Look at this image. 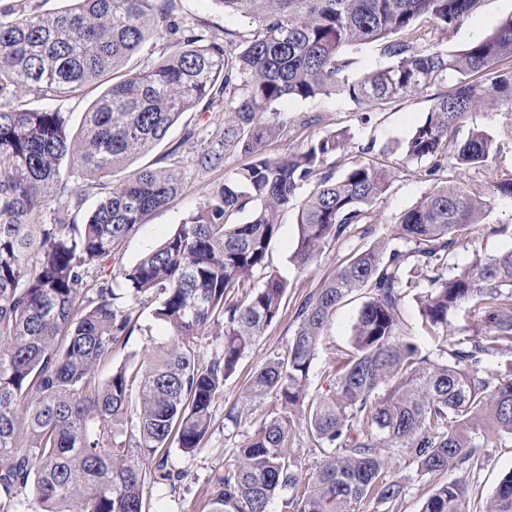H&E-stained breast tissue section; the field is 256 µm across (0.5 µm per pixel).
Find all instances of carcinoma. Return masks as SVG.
Wrapping results in <instances>:
<instances>
[{"label":"carcinoma","instance_id":"cac0c4a2","mask_svg":"<svg viewBox=\"0 0 512 512\" xmlns=\"http://www.w3.org/2000/svg\"><path fill=\"white\" fill-rule=\"evenodd\" d=\"M214 2L256 28L220 36L187 26L175 0H75L50 15L0 20V97L23 92L56 103L112 75L76 137L56 106L0 109V512H148L145 484L183 477L168 468L170 449L192 456L203 448L224 382L280 318L288 283L268 257L281 213L299 202L290 262L300 270L356 226L375 223L373 205L392 173L369 162L336 176L332 158L351 148L344 129L311 133L297 150L269 156L267 142L287 127L320 122L290 125L274 103L339 94L376 109L450 80L403 145L407 158L428 162L429 177L450 158L466 167L489 160L490 132L457 139L469 113L512 112V69L503 66L512 58V16L462 50L431 42L479 0ZM155 34L160 48L148 45ZM374 42L392 63L354 73L346 49ZM144 49L160 52L154 65L130 66ZM199 107L224 115L197 154L198 171L223 167L229 155L248 162L121 279L97 274L183 189L184 173L164 161L199 133L191 128L171 143L158 166L113 176ZM70 155L77 167L64 175ZM73 178L101 189L93 207ZM250 203L247 222H226ZM491 209L479 187L445 180L398 217L407 248L379 241L353 252L299 302L288 346L255 370L242 406L224 415L236 429L261 410L232 467L216 476L214 512H270L286 489L289 512H356L362 500L387 504L404 492L406 478L388 469L385 448L408 450L422 475L465 474L489 437H512V365L485 366L486 355L512 350V249L448 275L450 254ZM423 282L420 334L448 336L449 316L465 305L486 324L482 336H448L441 363L404 330L406 289ZM362 290L350 346L329 366L331 387L314 390L311 364L330 317ZM139 306L151 309L167 341L103 374L114 345L141 330ZM215 325L221 349L205 361L200 338ZM300 448L325 455L306 479ZM467 492L462 477L445 482L422 512H467ZM484 512H512V470Z\"/></svg>","mask_w":512,"mask_h":512}]
</instances>
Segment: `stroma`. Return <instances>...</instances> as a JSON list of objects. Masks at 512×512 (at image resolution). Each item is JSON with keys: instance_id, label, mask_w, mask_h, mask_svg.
I'll use <instances>...</instances> for the list:
<instances>
[{"instance_id": "1", "label": "stroma", "mask_w": 512, "mask_h": 512, "mask_svg": "<svg viewBox=\"0 0 512 512\" xmlns=\"http://www.w3.org/2000/svg\"><path fill=\"white\" fill-rule=\"evenodd\" d=\"M176 5L178 14L185 22L209 32L219 33L226 28L247 32L255 27L251 18L227 14L215 0H176ZM510 16L512 0H480L478 7L462 19L453 31L436 32L434 40L448 50H460L488 36L501 20ZM430 106L431 102L425 95L394 100L377 109L355 104L337 95L277 103L276 109L284 119L291 121L303 115H317L321 118L319 131L349 128L352 148L349 153L337 157V173H344L351 162L361 160L359 146L370 143L374 146L370 160L391 169L392 184L374 205L376 222L370 225L365 236L327 247L304 270L297 269L289 260L297 232V211L291 208L282 213L280 234L272 241L269 250L271 269L288 282L287 301L281 319L246 353L234 374L225 382L223 394L213 404L214 426L204 447L191 457L183 455L178 449H171L170 465L186 471L187 476L172 487H147L145 496L152 512H213V479L232 463L238 450L239 436L249 429L248 424L244 423L239 427L238 436H225L224 415L230 407L242 404L247 382L255 369L287 347L295 329L294 313L299 301L309 292L320 288L350 252L384 239L398 244V216L412 208L435 185L434 180L425 174L426 162L406 159L402 152L404 142L423 120ZM200 147L197 141L185 143L177 158L186 177L183 190L166 207L148 215L144 224L136 228L127 238L119 260L109 263L108 273L114 275L120 269L132 266L145 253L158 246L189 214L204 205L234 169L245 163L244 158L234 157L221 169L199 172L195 168V156ZM446 176L465 185H480L484 193L493 199V208L484 224L477 226L464 246L458 247L452 254L448 260L450 267L460 269L475 256L486 257L512 249V199L497 194L500 181L512 178V140L498 141L495 153L485 165L476 168L452 165ZM362 303L361 296H354L334 313L312 363L310 377L313 386H326V368L334 363L338 350L347 348L351 328ZM388 466L395 474L408 479L402 497L387 509L371 500L362 501L358 505L359 512H421L429 495L451 478L447 472L434 476L418 475L408 455L399 451L393 452ZM511 470L512 438L503 436L497 443L485 448L480 468L466 476L469 512H481L502 476Z\"/></svg>"}]
</instances>
